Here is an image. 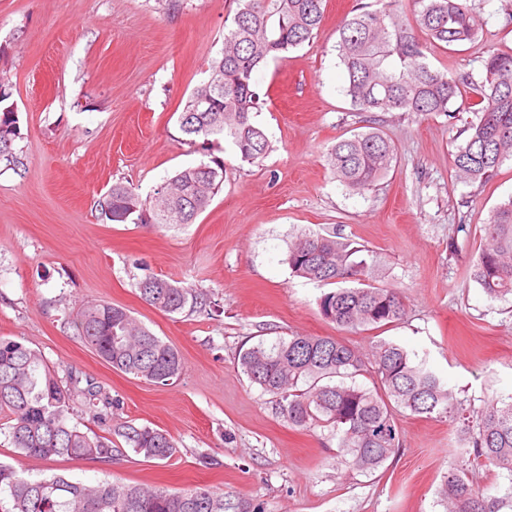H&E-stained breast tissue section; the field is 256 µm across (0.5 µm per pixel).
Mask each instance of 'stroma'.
I'll use <instances>...</instances> for the list:
<instances>
[{
	"mask_svg": "<svg viewBox=\"0 0 512 512\" xmlns=\"http://www.w3.org/2000/svg\"><path fill=\"white\" fill-rule=\"evenodd\" d=\"M354 3L325 0L313 40L257 72L253 120L272 149L254 166L227 143L189 144L178 123L223 48L234 0H0V82L17 108L23 161L17 170L0 164V336L40 351L60 379L76 375L109 394L111 420L94 422L80 405L71 420L114 448L107 463L20 460L0 435V461L19 462L31 479L206 486L262 512H445L439 489L461 446L455 426L397 413L399 452L360 473L329 430L289 424L238 365L240 349L295 333L337 337L365 353L385 339L427 358L468 403L512 393V296L491 299L469 278L483 224L512 197V160L486 182L456 180L452 158L473 118L463 97L452 103L453 120L353 111L335 45ZM469 4L478 40L433 49L428 61L478 79L488 54H512V17L505 0ZM371 126L396 158L371 189L353 194L332 179L324 156ZM213 157L224 161V184L194 223L102 215L112 184L146 198ZM305 232L364 246L375 285L400 293L404 318L357 332L326 320L323 287L285 262ZM147 276L183 282L203 306L178 314L150 306L137 289ZM101 301L177 348L183 371L174 384L116 371L75 336L76 312ZM129 423L168 433L175 455L135 454L117 434Z\"/></svg>",
	"mask_w": 512,
	"mask_h": 512,
	"instance_id": "stroma-1",
	"label": "stroma"
}]
</instances>
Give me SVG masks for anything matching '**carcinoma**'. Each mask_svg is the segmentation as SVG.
Returning a JSON list of instances; mask_svg holds the SVG:
<instances>
[{
  "mask_svg": "<svg viewBox=\"0 0 512 512\" xmlns=\"http://www.w3.org/2000/svg\"><path fill=\"white\" fill-rule=\"evenodd\" d=\"M324 0H236L224 33L220 57L211 61L209 79L185 100L179 128L190 143L224 136L240 159L260 165L271 151L266 131L253 122L259 95L256 71L270 60L310 42L324 17ZM410 17L372 10L360 3L339 28L337 56L346 75L345 95L357 112L442 113L450 119L452 101L462 88L472 90L468 136L453 158L455 176L469 183L488 179L512 158V55L490 54L484 74L435 69L428 48L473 41L475 25L468 0H413ZM17 113L0 107V162L16 166ZM392 143L375 127L344 138L328 149L326 162L347 191L370 189L391 169ZM224 182V162H208L178 172L162 187L164 196L141 198L132 187L115 183L100 204L105 217L124 223L133 214L152 224H192L210 205ZM487 245L470 278L491 298L512 295V197L495 207L484 225ZM348 240L319 233L302 234L288 246L291 273L336 289L320 298L323 316L344 330L382 327L402 319L405 308L392 288L368 283L367 262L356 261ZM141 297L169 314L198 304L191 287L158 276L138 283ZM76 336L113 369L166 386L183 370L179 351L139 324L123 307L85 306L74 321ZM243 374L277 398L288 423L305 429L329 428L352 467L372 473L400 448L395 412L462 420L467 444L465 465L454 466L439 494L448 512H512V485L501 495L475 487L470 466H493L512 482V395L495 397L466 409L452 389L399 344L379 340L366 355L333 337L294 334L263 341L238 356ZM369 376V389L355 382ZM76 376L64 383L42 354L20 341L0 336V434L20 456L112 460V440L70 423L74 398L98 421L107 419L112 398L93 383L79 387ZM121 436L148 460L176 453L165 432L132 424ZM0 512H261L248 500L194 487L170 492L101 480L93 484L64 475L29 479L0 463Z\"/></svg>",
  "mask_w": 512,
  "mask_h": 512,
  "instance_id": "cac0c4a2",
  "label": "carcinoma"
}]
</instances>
